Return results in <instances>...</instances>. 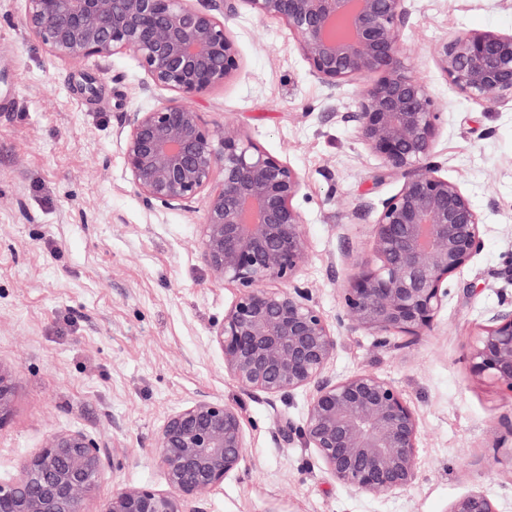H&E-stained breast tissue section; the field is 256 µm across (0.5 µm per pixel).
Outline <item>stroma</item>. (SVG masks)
<instances>
[{
    "mask_svg": "<svg viewBox=\"0 0 512 512\" xmlns=\"http://www.w3.org/2000/svg\"><path fill=\"white\" fill-rule=\"evenodd\" d=\"M24 12V0H0V365L15 377L0 479L18 475L50 434L80 430L123 458L85 512H101L117 485L164 488L155 434L170 412L206 395L236 407L247 435L245 464L209 497L208 512H446L471 491L512 512L501 426L512 396L464 359L488 316L512 302V102L466 97L435 57L458 32L511 33L512 0H411L399 26L403 61L442 114L434 162L483 222L482 250L408 347L337 322L340 290L402 183L356 136V86L321 83L282 21L236 0L224 21L239 67L194 100L209 129L240 130L303 178L295 204L309 251L297 278L339 338L330 375L387 379L419 416V478L379 498L341 486L300 439L281 436L284 422L301 424L308 392L270 400L225 375L210 336L237 290L201 257L203 204L146 203L124 168L130 113L169 91L147 84L129 53L53 59ZM89 82L96 95L85 93Z\"/></svg>",
    "mask_w": 512,
    "mask_h": 512,
    "instance_id": "obj_1",
    "label": "stroma"
}]
</instances>
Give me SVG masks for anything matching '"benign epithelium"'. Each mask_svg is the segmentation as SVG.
<instances>
[{
  "mask_svg": "<svg viewBox=\"0 0 512 512\" xmlns=\"http://www.w3.org/2000/svg\"><path fill=\"white\" fill-rule=\"evenodd\" d=\"M24 22L47 53L68 63L131 53L149 82L173 97L129 116L124 164L148 203L200 200L201 255L213 275L238 288L211 344L224 373L269 399L307 391L298 434L340 485L373 497L413 486L419 474L417 412L390 381L368 372L336 379L328 368L338 336L297 279L308 252L295 206L296 169L236 130L204 125L193 100L224 83L239 64L233 37L192 0H25ZM259 18L281 20L310 73L330 88L368 79L357 96L356 132L398 192L382 202L370 256L340 293L338 322L383 343L410 344L448 302V279L481 251L482 219L468 194L432 158L440 113L427 86L408 74L399 25L408 0H241ZM464 95L512 101V32L455 34L436 51ZM470 371L512 394V308L488 317L466 355ZM14 377L0 364V422L11 411ZM238 409L201 398L173 410L152 453L167 488L118 486L101 512H206L204 504L245 463ZM105 473L103 450L77 430L54 432L0 480V512H83ZM448 512H499L468 492Z\"/></svg>",
  "mask_w": 512,
  "mask_h": 512,
  "instance_id": "benign-epithelium-1",
  "label": "benign epithelium"
}]
</instances>
